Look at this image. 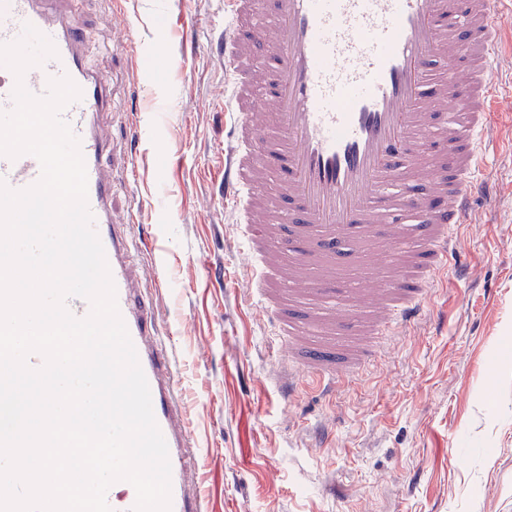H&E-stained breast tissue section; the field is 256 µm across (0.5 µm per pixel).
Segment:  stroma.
<instances>
[{"instance_id":"1","label":"stroma","mask_w":512,"mask_h":512,"mask_svg":"<svg viewBox=\"0 0 512 512\" xmlns=\"http://www.w3.org/2000/svg\"><path fill=\"white\" fill-rule=\"evenodd\" d=\"M74 18L113 89L117 149L141 134L140 222L161 244L141 260L161 274L152 294L207 512H512V131L488 154L494 200L457 236L461 267L414 329L348 386L291 395L243 232L225 221L224 67L209 51L222 0H80ZM129 19L133 65L117 42ZM138 80L163 116L124 111Z\"/></svg>"}]
</instances>
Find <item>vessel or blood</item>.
<instances>
[{"mask_svg":"<svg viewBox=\"0 0 512 512\" xmlns=\"http://www.w3.org/2000/svg\"><path fill=\"white\" fill-rule=\"evenodd\" d=\"M75 2L0 0V44L30 25L57 51L20 80L0 65V113L14 108L19 82L38 96L52 78L80 88L62 117L80 142L93 227L168 447L171 512H205L187 477L193 439L168 331L140 263L155 244L135 231V207L116 218L140 153L108 162V88L71 21ZM259 3L224 0V29L211 46L232 117L224 206L246 230L259 308L279 323L284 384L336 388L375 355L378 337L417 320L489 189L498 88L488 75L512 0H274L267 15ZM40 175L33 155H0L9 188L27 189ZM106 499L112 512H133L136 492L118 481Z\"/></svg>","mask_w":512,"mask_h":512,"instance_id":"vessel-or-blood-1","label":"vessel or blood"}]
</instances>
